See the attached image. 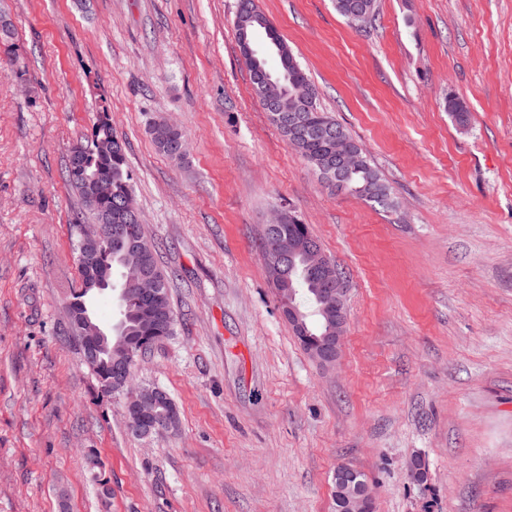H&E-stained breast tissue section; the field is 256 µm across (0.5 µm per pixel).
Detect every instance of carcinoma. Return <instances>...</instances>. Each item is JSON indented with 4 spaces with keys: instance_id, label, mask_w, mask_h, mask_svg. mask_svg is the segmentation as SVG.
<instances>
[{
    "instance_id": "obj_1",
    "label": "carcinoma",
    "mask_w": 512,
    "mask_h": 512,
    "mask_svg": "<svg viewBox=\"0 0 512 512\" xmlns=\"http://www.w3.org/2000/svg\"><path fill=\"white\" fill-rule=\"evenodd\" d=\"M336 10L344 18H349L351 10L359 5H367L371 12H376L375 0H335ZM261 14L257 4L253 0H238L236 23ZM15 27L9 16L0 11V47L5 48L8 59H18L14 49ZM288 72V80L309 82L307 74L292 53L290 48H285L284 54L278 57V67L270 70L274 75ZM313 103L307 112L309 122L314 125L330 124L337 129L344 141L357 153V172L353 173L351 184L355 191L351 195L361 198L381 208L393 207L392 191L380 171L368 157L361 145L338 123L329 113L323 111L318 104L317 90H312ZM448 112L455 121L463 125L467 122V107L460 98L448 96ZM153 143L159 152L173 161H180L183 155L179 152V143L184 140V134L176 127H169L165 121L159 120L150 128ZM294 148L302 155L305 161L316 171L336 159V137L317 135L298 141ZM108 179L112 182V197L96 201L89 196L88 181L92 177ZM67 182L77 190L80 195L84 210H86L97 223L108 212L116 211V204L122 198L131 193L130 177L127 166V147L124 140L120 139L112 129L107 110L98 113L94 122L90 137L86 142L78 143L70 151L66 170ZM136 249L132 255L131 266L143 265L162 285V296L150 309L140 300L135 288L123 284L125 299L120 306V318L117 323L105 330L107 335L106 359L112 360V364L118 365L125 362H135L138 357L137 345L140 338L151 335V331L158 330V335L168 338L173 335L176 325V317L171 307L168 279L164 271L159 267L156 250L148 239L144 224L135 225ZM280 239L288 244V249L293 250L305 241H312L308 225L294 219L288 224L278 225ZM100 257L112 265V270L125 269V260L117 249H109L106 243L99 245ZM268 274L273 280L278 302L282 305L294 304L303 316L306 331L295 332V337L301 347H306L308 339L321 335L326 326V321L320 312V299L323 288L327 287V281L318 272L307 268L303 255L295 254V271L291 281L280 278L272 268ZM80 284L74 292L73 304L77 308L87 307L90 321L98 325L92 309V299L101 293L94 281V271L91 269H79ZM85 463L93 475L96 484L99 485L100 494H109L107 483L100 480V461L97 452L88 450L85 455Z\"/></svg>"
}]
</instances>
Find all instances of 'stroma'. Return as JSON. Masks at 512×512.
<instances>
[{"mask_svg":"<svg viewBox=\"0 0 512 512\" xmlns=\"http://www.w3.org/2000/svg\"><path fill=\"white\" fill-rule=\"evenodd\" d=\"M257 5L393 208L336 193L281 135L237 0H0L24 69L0 53V512H334L343 464L374 512H512V0H377L366 29L334 0ZM103 107L177 316L134 366L177 407L164 435L130 431L127 395L101 393L67 316L82 204L66 165ZM160 117L183 162L156 149ZM282 208L346 276L331 368L300 347L262 261ZM255 15H263L265 16L259 9L257 4H255L252 0H238V8H237V15H236V27L242 23L243 21L250 19L251 17ZM268 26L261 25V24H253L252 26L249 24V29L247 30L246 26L239 27L238 30V41L240 45V49L242 52L243 57H253L255 54V50L253 48V45L249 39L248 31L251 32L253 35L257 29H264L266 36H268V39L270 40V30L277 31L275 26L270 23V21L265 16Z\"/></svg>","mask_w":512,"mask_h":512,"instance_id":"35a3bbf8","label":"stroma"}]
</instances>
